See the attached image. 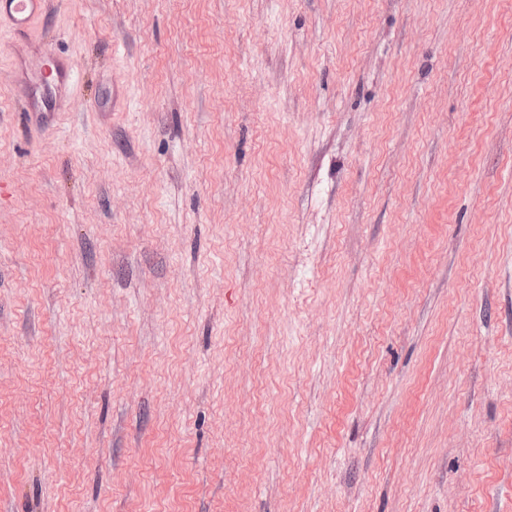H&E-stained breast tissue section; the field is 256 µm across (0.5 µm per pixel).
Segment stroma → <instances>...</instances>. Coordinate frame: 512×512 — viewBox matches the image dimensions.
I'll use <instances>...</instances> for the list:
<instances>
[{"mask_svg": "<svg viewBox=\"0 0 512 512\" xmlns=\"http://www.w3.org/2000/svg\"><path fill=\"white\" fill-rule=\"evenodd\" d=\"M0 512H512V0L0 42Z\"/></svg>", "mask_w": 512, "mask_h": 512, "instance_id": "1", "label": "stroma"}]
</instances>
